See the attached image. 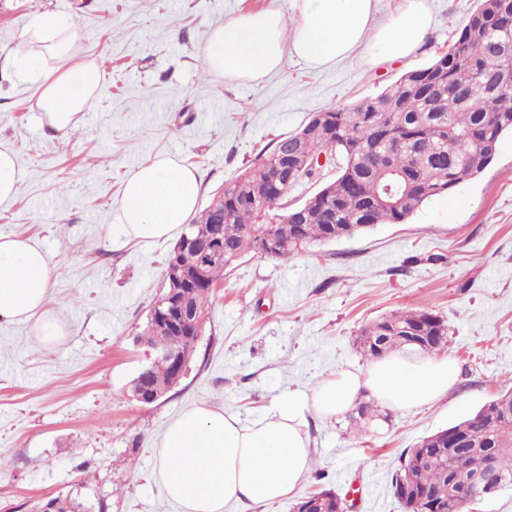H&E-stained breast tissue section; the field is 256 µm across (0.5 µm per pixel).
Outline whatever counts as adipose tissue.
I'll return each instance as SVG.
<instances>
[{
	"label": "adipose tissue",
	"mask_w": 512,
	"mask_h": 512,
	"mask_svg": "<svg viewBox=\"0 0 512 512\" xmlns=\"http://www.w3.org/2000/svg\"><path fill=\"white\" fill-rule=\"evenodd\" d=\"M294 26L276 5L239 14L216 28L205 52L210 71L227 77L258 78L280 70L287 59L309 69L336 64L367 37L391 57L410 54L427 33L426 0H403L392 18L376 24L377 0H298ZM39 49L27 57L40 83L37 108L50 130L77 127L97 95L103 76L74 53L75 24L53 14L36 25ZM197 175L175 158L159 156L126 178L119 211L126 236L159 239L178 234L195 212ZM55 272L31 237L0 235V321H28L43 346L63 328L48 307ZM458 379L451 358L408 361L386 356L363 375L340 373L320 381L311 397H283L259 419L210 408H193L170 422L160 440L156 477L167 498L183 512H224L227 503L279 500L310 471L307 412L334 418L350 410L361 392L392 409H411L440 400Z\"/></svg>",
	"instance_id": "ef3b65f1"
}]
</instances>
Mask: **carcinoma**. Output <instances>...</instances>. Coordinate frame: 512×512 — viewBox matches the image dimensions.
Here are the masks:
<instances>
[{
	"instance_id": "1",
	"label": "carcinoma",
	"mask_w": 512,
	"mask_h": 512,
	"mask_svg": "<svg viewBox=\"0 0 512 512\" xmlns=\"http://www.w3.org/2000/svg\"><path fill=\"white\" fill-rule=\"evenodd\" d=\"M512 55V0H477L459 37L446 54L429 65L402 75L374 98L325 111L326 119L309 121L295 134L303 136L310 157L327 161L343 158L336 178L326 183L302 204L300 219L284 208L288 191L309 170L295 179L279 170L280 138L235 178L224 183L223 191L198 215L182 236L212 233L220 225L225 258L210 263L212 280L184 290L188 305L201 314L209 313L216 282L231 267L229 258L249 253L269 256L266 241L274 238L275 256H291L306 246L330 240L328 226L352 237L377 224H399L426 201L449 192L464 180L481 172L493 159L501 138L512 132V62L498 53ZM404 174L411 187L402 202L390 206L378 200L389 185H396L390 170ZM152 346L159 352L170 349L176 338L167 330H147ZM447 335L444 321L424 309L396 312L370 323L359 337L361 354L370 359L405 349H427L404 340L425 336L440 340ZM174 376L173 365L157 357L146 371L153 388H166ZM512 392L500 394L473 415L423 438L418 447L400 457L392 478L393 495L406 512H417L416 496L407 492L408 482L417 478L419 491L429 502L448 499L449 477H470L488 469V452L495 454L499 488L512 486ZM448 434L458 438L460 447L438 451L433 464L420 462V449L431 447L434 438ZM316 500L317 512H336V493L322 490L300 498L293 512H303Z\"/></svg>"
}]
</instances>
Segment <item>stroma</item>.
<instances>
[{"label":"stroma","instance_id":"35a3bbf8","mask_svg":"<svg viewBox=\"0 0 512 512\" xmlns=\"http://www.w3.org/2000/svg\"><path fill=\"white\" fill-rule=\"evenodd\" d=\"M295 0H0V145L25 178L0 208V235L37 238L56 269L48 306L65 328L50 347L30 324L0 322V512H36L71 497L107 512H182L153 473L167 425L193 407L251 422L285 394L311 395L336 373H365L361 329L402 309L448 327L443 356L457 385L434 404L376 406L358 422L309 415L311 472L282 500L246 512H291L334 490L345 512H404L392 477L422 438L512 390V134L492 162L404 223L314 244L292 257L249 254L213 290L187 374L151 404L130 387L153 352L137 340L160 295L174 239L131 241L118 218L125 176L159 154L200 183L206 208L281 137L315 113L374 96L454 42L476 0H427L423 42L393 59L369 46L321 70L288 60L256 80L208 72L213 29ZM52 12L76 23L80 57L104 79L75 130L52 134L22 58Z\"/></svg>","mask_w":512,"mask_h":512}]
</instances>
